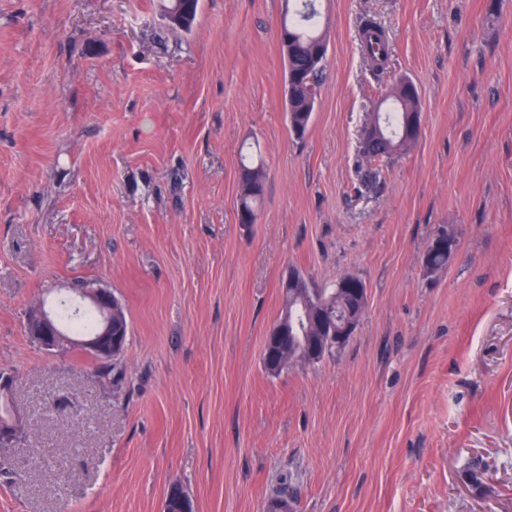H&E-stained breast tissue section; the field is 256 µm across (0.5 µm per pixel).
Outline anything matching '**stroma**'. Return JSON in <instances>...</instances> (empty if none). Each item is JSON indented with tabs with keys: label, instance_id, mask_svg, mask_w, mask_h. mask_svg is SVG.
Returning <instances> with one entry per match:
<instances>
[{
	"label": "stroma",
	"instance_id": "1",
	"mask_svg": "<svg viewBox=\"0 0 512 512\" xmlns=\"http://www.w3.org/2000/svg\"><path fill=\"white\" fill-rule=\"evenodd\" d=\"M283 6L200 0L176 33L158 0H0V371L25 417L0 512H162L174 483L194 512H267L283 486L292 512H512V0H321L301 141ZM366 14L389 38L379 74ZM402 78L421 132L368 191L360 133ZM443 230L456 253L425 273ZM293 267L358 276L369 303L341 353L273 375ZM80 278L129 321L110 378L25 332ZM263 168L264 163L260 157L241 159L237 220L238 224H242L246 228H250L258 219L259 205L264 193ZM281 288H282V296H283V308L280 313V316L272 324V326H274V327L271 328L267 332V335L264 338V351L268 350V348L270 346L276 345L282 339L288 338V336H284V335L288 334V326L291 327V329H293V332H295V334L297 333V330L295 329V325H294L295 317H294V313H293V307H291L288 303V300H289L288 290L285 289L283 287V285H281ZM285 309H286V312H288V323L279 324L281 322H284ZM277 324H279V325H277ZM275 325H277V326H275Z\"/></svg>",
	"mask_w": 512,
	"mask_h": 512
}]
</instances>
